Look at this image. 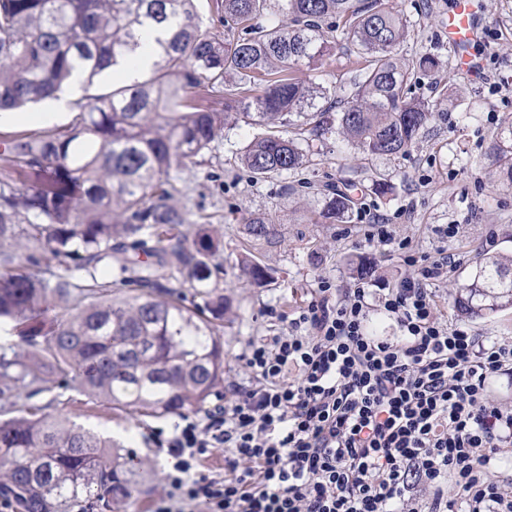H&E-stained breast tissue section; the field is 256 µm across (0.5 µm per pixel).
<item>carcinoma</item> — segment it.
I'll return each mask as SVG.
<instances>
[{"label": "carcinoma", "mask_w": 512, "mask_h": 512, "mask_svg": "<svg viewBox=\"0 0 512 512\" xmlns=\"http://www.w3.org/2000/svg\"><path fill=\"white\" fill-rule=\"evenodd\" d=\"M198 0H0V112L57 99L76 73L71 120L4 138L0 153V320L30 350L0 352V394L54 376L114 410L163 418L199 409L224 382V261L171 204L179 174L224 135V119L268 128L241 155L256 180L303 165L310 125L370 157L403 154L442 102L411 95L443 63L401 55L413 22L388 0H222L224 37ZM347 39L353 90L326 98L295 70ZM152 63L99 87L108 72ZM224 100L218 112L212 98ZM493 155L512 183V128ZM351 210L332 193L329 218ZM267 214L246 234L271 240ZM195 239H190V235ZM116 273L107 281L103 269ZM203 317L183 305V286ZM469 316L512 307V258L479 260L457 286ZM143 462L110 437L38 409L0 418V499L22 512H109L140 492Z\"/></svg>", "instance_id": "1"}]
</instances>
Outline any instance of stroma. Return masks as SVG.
<instances>
[{
  "mask_svg": "<svg viewBox=\"0 0 512 512\" xmlns=\"http://www.w3.org/2000/svg\"><path fill=\"white\" fill-rule=\"evenodd\" d=\"M415 22L404 47L408 57L429 51L446 55L448 43L439 31L453 0H391ZM485 29L470 52L482 63L473 78L458 69L440 68L419 77L414 96L435 98L454 88L460 98L442 107L428 123L418 143L407 153L367 157L338 135L310 140L308 163L301 171L253 181L239 161L251 140L264 134L261 125L226 123L212 156L181 174L173 203L191 224L210 222L222 241L224 260V382L250 379L243 360L247 342L257 336L286 331L290 319L305 307L319 279L346 289L356 280L347 262L363 260L369 279L396 283L410 275L398 251L366 239L367 223L376 216L391 224L398 238L410 240L415 255L444 251L455 262L447 279L432 287L438 314L451 326H464L479 336L512 337V309L486 317L461 316L453 306L458 283L466 281L485 256L512 257V184L491 153L496 136L512 126V0H473ZM353 58L346 42L322 60L319 70L300 67L298 81L316 79L323 86L346 90L353 76ZM470 110L478 123L462 124L460 112ZM36 120L20 117L0 127V137L31 128L60 125L71 118V100H48L33 108ZM356 182L350 216L324 217V189ZM389 184L387 193L376 182ZM258 213L274 220L271 242L248 244L245 221ZM454 225L443 237L441 228ZM267 270L262 281L243 270L247 256ZM25 407L45 408L87 428L112 436L145 462L138 496L123 500L114 512H153L165 492V474L175 459L160 439L171 436L181 418L134 417L109 409L71 385L33 384L15 396L0 397V416L16 415Z\"/></svg>",
  "mask_w": 512,
  "mask_h": 512,
  "instance_id": "stroma-1",
  "label": "stroma"
}]
</instances>
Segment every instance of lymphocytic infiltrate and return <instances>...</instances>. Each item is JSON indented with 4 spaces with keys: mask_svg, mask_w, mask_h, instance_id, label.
<instances>
[{
    "mask_svg": "<svg viewBox=\"0 0 512 512\" xmlns=\"http://www.w3.org/2000/svg\"><path fill=\"white\" fill-rule=\"evenodd\" d=\"M367 239L396 248L412 275L341 294L320 280L287 335L250 341L253 384L175 428L154 512H512L489 475L512 446V409L487 394L512 370V338L439 318L430 287L448 275L447 252L417 259L376 221ZM374 309L396 339L368 333ZM210 448L224 471L198 474Z\"/></svg>",
    "mask_w": 512,
    "mask_h": 512,
    "instance_id": "lymphocytic-infiltrate-1",
    "label": "lymphocytic infiltrate"
}]
</instances>
